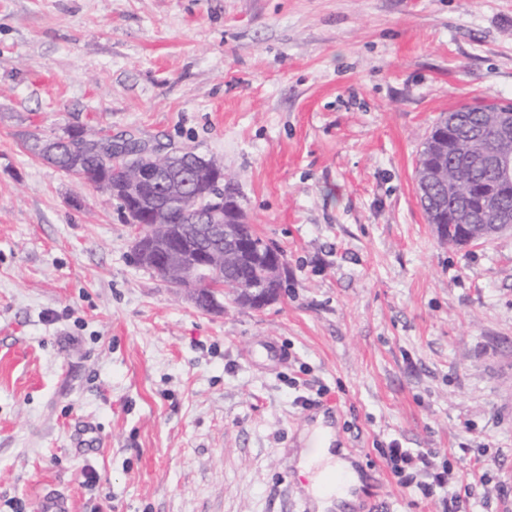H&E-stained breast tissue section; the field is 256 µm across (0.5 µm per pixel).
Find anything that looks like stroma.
<instances>
[{
    "mask_svg": "<svg viewBox=\"0 0 512 512\" xmlns=\"http://www.w3.org/2000/svg\"><path fill=\"white\" fill-rule=\"evenodd\" d=\"M488 103L512 0H0V512H301L300 395L385 512H447L393 440L482 462L466 512H512V235L442 244L415 185L440 116ZM77 127L223 164L281 296L204 310L137 265L117 202L25 147ZM265 336L286 364L250 363Z\"/></svg>",
    "mask_w": 512,
    "mask_h": 512,
    "instance_id": "35a3bbf8",
    "label": "stroma"
}]
</instances>
